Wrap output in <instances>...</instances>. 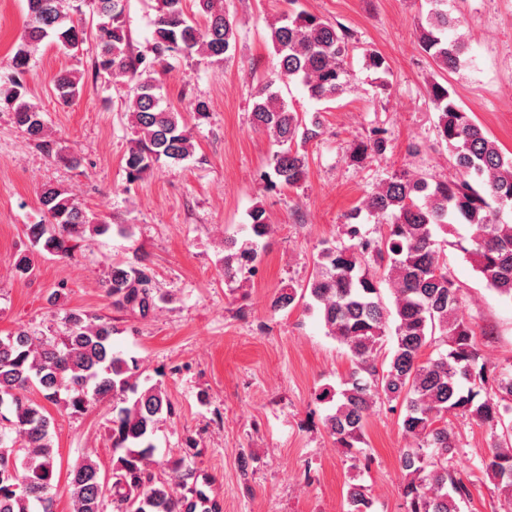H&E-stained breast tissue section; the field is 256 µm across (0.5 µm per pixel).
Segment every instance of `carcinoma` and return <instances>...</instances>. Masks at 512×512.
Returning <instances> with one entry per match:
<instances>
[{"label": "carcinoma", "mask_w": 512, "mask_h": 512, "mask_svg": "<svg viewBox=\"0 0 512 512\" xmlns=\"http://www.w3.org/2000/svg\"><path fill=\"white\" fill-rule=\"evenodd\" d=\"M125 0H90L96 16L95 74L116 89H127L128 116L134 132L124 155L130 181L162 164L176 165L193 155L195 145L187 117L207 118L209 104L195 98L186 112L163 104L157 66L167 58L199 57L222 63L236 50V22L223 0H156L153 58L132 51L125 24ZM66 0H26L25 39L12 57L13 75L0 84V111L11 114L27 139L48 146L42 112L28 101L24 80L34 52L45 41L77 55L86 41L81 7L65 9ZM419 42L436 66L446 72L467 63L468 46L451 38L459 17L448 0H427ZM278 59L276 79L258 92L252 110L256 128L276 150L267 182L296 187L305 178L308 158L300 145L319 135L317 117L291 109L275 82L296 83L316 101H331L350 81L347 68L352 42L347 29L305 10L268 26ZM57 99L69 104L83 86L74 71L53 79ZM429 96L439 112L436 136L452 153L459 178L433 181L423 173L393 174L350 214L347 247H325L317 255L312 277L280 290L275 310L294 308L317 313L326 335L349 354L350 371L339 390L325 388L322 402H335L324 425L336 446L350 454L363 442L367 418L380 400L395 403L401 428L412 441L400 450L405 512H459L466 495L463 480L451 469L457 454L448 416L467 415L478 423L500 427L497 446L484 461L490 476L512 503V367L490 376L479 364L470 324L458 313L459 286L441 258L439 232L455 224L473 228L466 260L488 288L512 299V156L470 117L448 85L433 81ZM387 140L375 130L356 144L352 160L381 159ZM38 202L51 224L27 225L29 246L14 256L16 277L31 275L36 257L46 251L69 257L77 245L112 231L61 186L45 184ZM386 220L379 238L361 232V212ZM265 208L248 212V238L224 239V279L233 282L253 274L260 262L259 240L269 236ZM392 300L386 302L381 284ZM112 306L146 317L156 307L151 269L138 262L112 265L104 280ZM111 319L70 310L52 333L24 326L0 336V512H55L56 460L46 404L81 415L102 401H112V468L104 474L96 460L82 458L67 474L71 512H223L211 494L207 476L190 465L197 455L194 439L178 455L154 460L151 437L173 414L165 387L152 382L139 359L113 348ZM393 347L382 352L386 337ZM347 512H371L366 488L350 483Z\"/></svg>", "instance_id": "1"}]
</instances>
